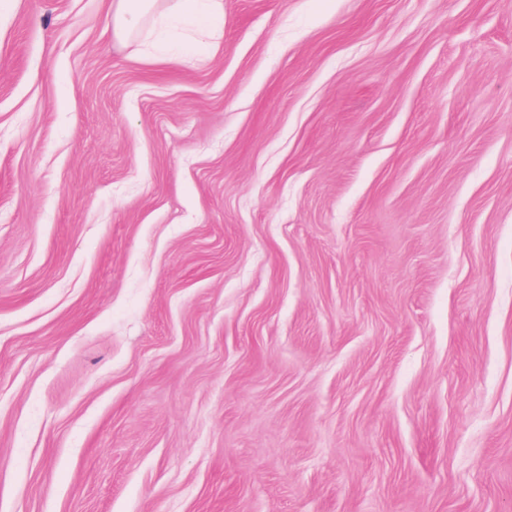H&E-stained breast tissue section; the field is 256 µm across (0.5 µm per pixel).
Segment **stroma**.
I'll return each instance as SVG.
<instances>
[{"label": "stroma", "mask_w": 512, "mask_h": 512, "mask_svg": "<svg viewBox=\"0 0 512 512\" xmlns=\"http://www.w3.org/2000/svg\"><path fill=\"white\" fill-rule=\"evenodd\" d=\"M0 0V512H512V0ZM170 17L197 30H206L224 19L223 0H113L112 34L116 40L140 39L152 26Z\"/></svg>", "instance_id": "obj_1"}]
</instances>
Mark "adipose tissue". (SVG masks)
<instances>
[{"label":"adipose tissue","mask_w":512,"mask_h":512,"mask_svg":"<svg viewBox=\"0 0 512 512\" xmlns=\"http://www.w3.org/2000/svg\"><path fill=\"white\" fill-rule=\"evenodd\" d=\"M171 17L205 30L223 19L224 0H112V34L122 42L140 39Z\"/></svg>","instance_id":"adipose-tissue-1"}]
</instances>
